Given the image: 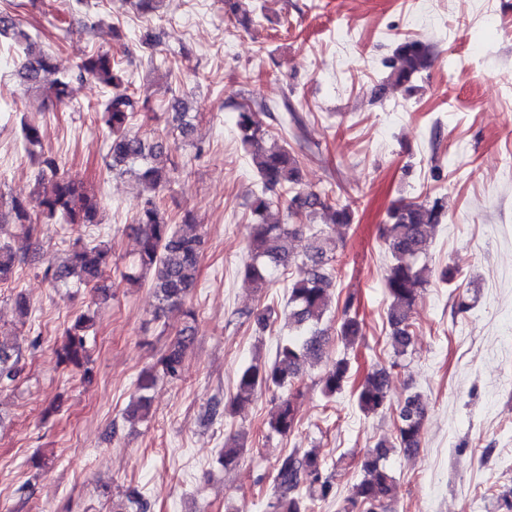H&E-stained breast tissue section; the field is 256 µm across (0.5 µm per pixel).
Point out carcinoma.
<instances>
[{
    "label": "carcinoma",
    "instance_id": "cac0c4a2",
    "mask_svg": "<svg viewBox=\"0 0 512 512\" xmlns=\"http://www.w3.org/2000/svg\"><path fill=\"white\" fill-rule=\"evenodd\" d=\"M225 13L247 29L254 23V10L248 0H224ZM0 37L9 38L20 51L16 76L28 90H38L54 76L51 88L57 101L69 98L74 80L92 78L106 88L123 82L120 63L107 52L85 57L77 71L56 77L57 67L52 56L15 18L0 13ZM435 60L432 47L421 40H405L387 63V82L405 86L429 70ZM151 111L149 98L121 94L111 95L98 112V118L110 137L107 168L119 175H131L145 196L137 205L133 229L138 244L133 266L124 274L130 284H139L146 273H152L151 287L156 298L154 319L159 320L173 310L183 308L197 285V277L205 237L196 224L173 226L160 209L156 194L170 183L175 162L168 147L156 139L130 134V125L140 112ZM186 113L176 112L173 121L183 140L195 143V125L185 120ZM236 127L251 156L260 181V190L253 195L248 225L249 260L243 266L244 277L256 288H264L270 275L279 267L295 265L296 276L288 283V327L291 334L280 339L274 360L270 363L250 362L237 375L236 394L232 404L249 401L260 390L277 389L286 392L268 425L271 431L287 436L299 424L296 396L304 381L302 365L318 364L328 356L331 333L343 346V355L328 365L320 378L323 394L332 398L347 387L351 377L348 351L364 340L363 324L353 313L356 297L348 294L336 326L323 325L331 299L329 290L339 274L335 259L326 255L324 233H336V228L352 223L353 212L327 191L304 190L299 187L298 156L277 142H269V130L259 112L249 103L237 105ZM25 149L36 160L38 173L33 190L25 199H5L0 196V220L9 217L12 223L31 232L39 216L57 219L64 224L100 223V201L95 192L81 180L61 170L57 158L42 151L40 129L24 123L21 128ZM286 205L288 221L272 222L270 212ZM446 202L437 198L432 203L400 200L392 205L388 220L382 225L381 236L391 256L384 288L389 299L387 319L394 354L404 355L413 345V312L429 282L431 268L428 251L433 230L442 223ZM329 224L318 229L309 224L317 215ZM310 237L301 259L292 258V242ZM111 248L102 243H74L64 262H48L43 277L54 286H67L72 279L95 288L99 302L112 296L110 289L100 285L111 268ZM22 260L10 244L0 243V284L7 283L16 265ZM94 325V316L83 312L75 317L63 332L62 344L56 349L60 365L89 376L86 367L87 335ZM195 336V328L187 324L171 342L168 350L136 381V394L123 412V418L146 419L150 413L149 392L160 380L181 379L184 349ZM21 351L14 343L0 339V387L12 385L19 375ZM353 399L366 415L375 414L390 404L388 373L375 369L354 387ZM425 418L424 404L419 394L408 395L396 409L395 439H383L369 448L359 460L363 478L353 493L344 500L339 512H393L394 477L384 464L398 448H415L421 438ZM327 462L313 448H295L277 457L272 474V492L266 512H318L316 507L335 497ZM123 512H150V503L143 494L132 490L126 494Z\"/></svg>",
    "mask_w": 512,
    "mask_h": 512
}]
</instances>
